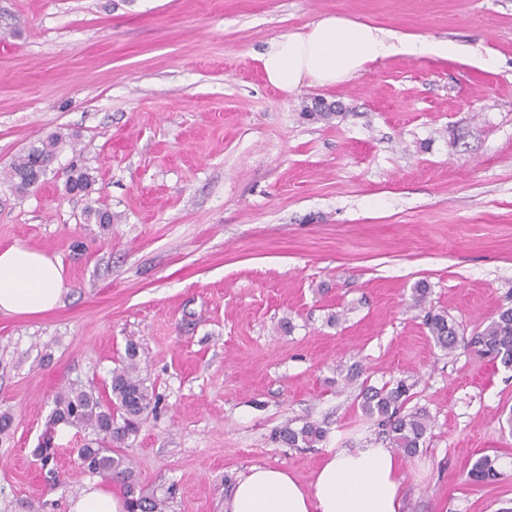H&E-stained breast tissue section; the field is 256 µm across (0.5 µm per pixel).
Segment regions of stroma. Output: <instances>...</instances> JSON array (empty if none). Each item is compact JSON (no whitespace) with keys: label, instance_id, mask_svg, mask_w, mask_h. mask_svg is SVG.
<instances>
[{"label":"stroma","instance_id":"1","mask_svg":"<svg viewBox=\"0 0 512 512\" xmlns=\"http://www.w3.org/2000/svg\"><path fill=\"white\" fill-rule=\"evenodd\" d=\"M325 16L465 53L400 54L294 92L258 61ZM339 104L331 119L315 100ZM66 143L43 182L4 178ZM91 170L89 195L65 184ZM99 201L112 213L88 222ZM61 262V304L0 311V512H67L90 473L76 430L41 464L53 398L104 390L135 346L158 403L120 452L167 512H224L254 465L310 485L328 449L386 441L362 383L404 379L433 427L403 512L512 503V371L438 347L425 306L471 334L512 307V0H0V248ZM313 421L314 448L276 440ZM501 475L473 484L476 457ZM60 132L48 135L34 142L11 162L6 179L19 192H25L38 184L45 169L56 157L65 142Z\"/></svg>","mask_w":512,"mask_h":512}]
</instances>
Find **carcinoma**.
<instances>
[{
	"label": "carcinoma",
	"mask_w": 512,
	"mask_h": 512,
	"mask_svg": "<svg viewBox=\"0 0 512 512\" xmlns=\"http://www.w3.org/2000/svg\"><path fill=\"white\" fill-rule=\"evenodd\" d=\"M65 136L60 132L48 135L31 144L11 162L6 179L19 192L36 186L45 169L56 157ZM95 183L94 175L80 169L70 177L68 189L89 194ZM425 324L431 336L442 349L453 353L460 345L474 349L503 368L512 369V308L500 311L482 330L467 337L444 313L428 310ZM111 394L104 403L91 391L70 387L54 397V408L48 429L59 424L85 432L83 443L77 449L83 470L102 473L123 483L128 512H166L167 501L149 499L136 494V475L128 460L114 447L138 435L142 417L156 407V396L139 376V361L135 350L112 371ZM412 385L400 379L380 387L363 385L360 408L369 418L378 421L390 447L405 457L414 456L432 422L423 410H407ZM326 435L319 424L306 422L299 428L289 425L281 428L278 439L292 448H314ZM498 457H477L468 479L474 483L487 482L500 476Z\"/></svg>",
	"instance_id": "cac0c4a2"
}]
</instances>
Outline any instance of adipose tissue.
Masks as SVG:
<instances>
[{"mask_svg":"<svg viewBox=\"0 0 512 512\" xmlns=\"http://www.w3.org/2000/svg\"><path fill=\"white\" fill-rule=\"evenodd\" d=\"M450 41L407 42L370 25L327 16L303 33L273 40L259 61L270 85L290 92L308 83L333 86L355 77L365 64L399 53L431 52L451 57ZM63 268L44 253L22 245L0 249V311L37 316L59 306ZM404 474L388 448L330 452L311 487L286 471L253 466L235 483L226 512H402ZM69 512H126L119 492L86 482L70 499Z\"/></svg>","mask_w":512,"mask_h":512,"instance_id":"ef3b65f1","label":"adipose tissue"}]
</instances>
